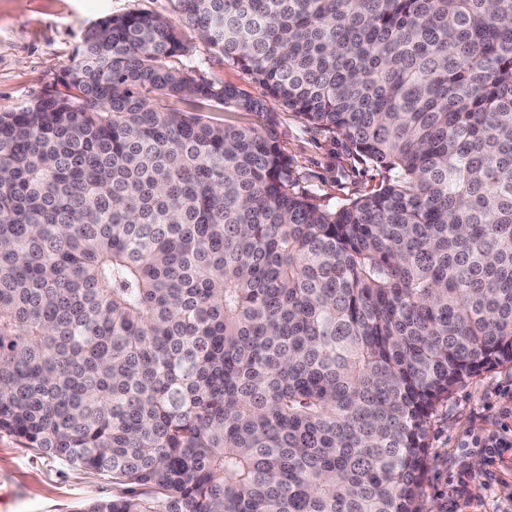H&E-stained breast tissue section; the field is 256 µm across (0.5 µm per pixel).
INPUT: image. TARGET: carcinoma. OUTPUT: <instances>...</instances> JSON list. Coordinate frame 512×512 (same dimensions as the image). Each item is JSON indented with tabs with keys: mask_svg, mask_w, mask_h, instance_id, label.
Segmentation results:
<instances>
[{
	"mask_svg": "<svg viewBox=\"0 0 512 512\" xmlns=\"http://www.w3.org/2000/svg\"><path fill=\"white\" fill-rule=\"evenodd\" d=\"M0 115V434L81 512H421L427 428L512 363V0H176ZM189 28L266 90L179 64ZM280 107L385 172L333 209Z\"/></svg>",
	"mask_w": 512,
	"mask_h": 512,
	"instance_id": "cac0c4a2",
	"label": "carcinoma"
}]
</instances>
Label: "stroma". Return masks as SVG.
Segmentation results:
<instances>
[{
    "label": "stroma",
    "instance_id": "35a3bbf8",
    "mask_svg": "<svg viewBox=\"0 0 512 512\" xmlns=\"http://www.w3.org/2000/svg\"><path fill=\"white\" fill-rule=\"evenodd\" d=\"M141 11L176 19V0H0V114L53 88L85 32L99 19ZM186 63L210 81L265 96L254 82L192 31ZM202 121L269 129L292 163L296 188L333 208L375 190L383 171L339 134L308 124L294 112H236L203 103ZM512 441V363L474 374L439 405L428 428L424 512H506L512 464L490 463L486 443ZM111 482L68 466L0 435V512H81L89 499L109 497Z\"/></svg>",
    "mask_w": 512,
    "mask_h": 512
}]
</instances>
